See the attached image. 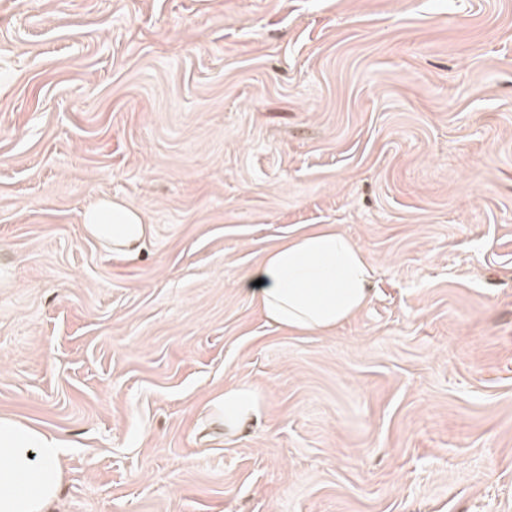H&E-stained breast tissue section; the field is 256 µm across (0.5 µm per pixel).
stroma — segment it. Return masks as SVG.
Here are the masks:
<instances>
[{
    "mask_svg": "<svg viewBox=\"0 0 512 512\" xmlns=\"http://www.w3.org/2000/svg\"><path fill=\"white\" fill-rule=\"evenodd\" d=\"M319 225L372 300L291 335L240 280ZM0 414L51 512H512V0H0ZM82 224L88 235L124 256L136 254L153 230L140 211L119 199H101L90 204L82 214ZM211 404L218 419L224 422V429L232 431L255 411L256 397L251 389L237 387L224 390V395L216 397ZM65 448L55 433L0 415V512H48L63 479Z\"/></svg>",
    "mask_w": 512,
    "mask_h": 512,
    "instance_id": "1",
    "label": "stroma"
}]
</instances>
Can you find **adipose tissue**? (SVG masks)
<instances>
[{"mask_svg":"<svg viewBox=\"0 0 512 512\" xmlns=\"http://www.w3.org/2000/svg\"><path fill=\"white\" fill-rule=\"evenodd\" d=\"M84 229L113 253L136 254L153 227L119 199H101L82 215ZM373 267L360 246L329 226L307 230L268 252L241 285L273 325L291 334L329 333L371 301ZM246 387L225 390L212 406L225 430L255 410ZM66 444L55 433L0 415V512H49L63 479Z\"/></svg>","mask_w":512,"mask_h":512,"instance_id":"obj_1","label":"adipose tissue"}]
</instances>
